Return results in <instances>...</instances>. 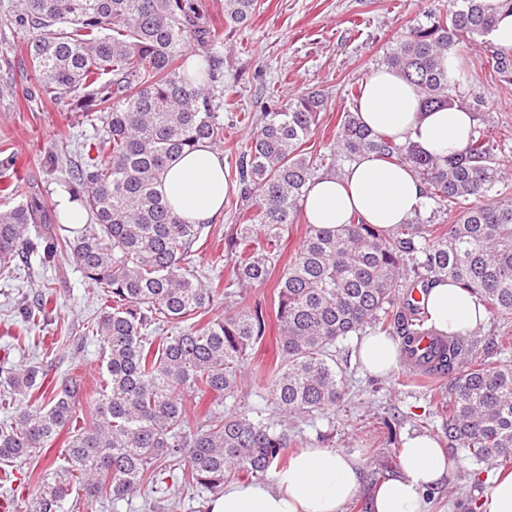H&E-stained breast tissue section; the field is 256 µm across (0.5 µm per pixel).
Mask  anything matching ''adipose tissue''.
Listing matches in <instances>:
<instances>
[{
    "mask_svg": "<svg viewBox=\"0 0 512 512\" xmlns=\"http://www.w3.org/2000/svg\"><path fill=\"white\" fill-rule=\"evenodd\" d=\"M358 114L368 128L413 144L435 155L462 150L475 126L472 113L453 105L434 112L420 109L415 87L396 71L383 67L363 85ZM235 182L224 172V155L203 143L185 154L162 179L161 191L171 211L189 224H208L222 212ZM427 199L423 182L404 164L373 155L358 158L343 176L314 179L303 198L309 224L334 229L359 216L365 223L392 231ZM430 324L445 334L476 331L487 319L482 301L453 282H437L425 299ZM364 369L389 375L398 365L395 340L383 335L363 338L358 349ZM400 472L372 493L369 512H428L427 495L448 477L451 463L437 439L426 434L405 436ZM363 464L336 448L315 446L297 452L274 483L249 482L225 486L206 505L207 512H341L358 496Z\"/></svg>",
    "mask_w": 512,
    "mask_h": 512,
    "instance_id": "1",
    "label": "adipose tissue"
}]
</instances>
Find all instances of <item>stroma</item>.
I'll return each instance as SVG.
<instances>
[{"instance_id":"stroma-1","label":"stroma","mask_w":512,"mask_h":512,"mask_svg":"<svg viewBox=\"0 0 512 512\" xmlns=\"http://www.w3.org/2000/svg\"><path fill=\"white\" fill-rule=\"evenodd\" d=\"M18 0H0V175H5L9 197L0 196V209L11 208L32 192L54 206L60 186L46 172L49 153L68 150L79 158L82 146L96 132L78 123L69 107L41 98L36 75L26 55L28 33L13 14ZM260 8L243 27L225 31L219 52L224 61V171L235 173L236 147L259 125L272 101L286 94L319 90L326 108L310 140L315 152H326L344 112L353 108L347 94L351 83L363 82L384 67L385 56L398 33L423 20L432 0H259ZM462 104L476 98L491 108L481 128L512 157V84L483 80L461 89ZM253 205L243 192L224 201L222 213L206 233L209 248L200 249L196 267L210 270L214 242L223 239L239 214ZM50 289L57 301L51 324L37 329V336L54 348L58 375L77 370L87 385H94L101 367V345L95 337L83 343L80 357H73L76 338L65 325L97 321L101 306L80 269L65 262L43 266L38 259L19 267L8 279L0 278V349L9 358L37 360L39 349H12L17 334L16 304L23 295ZM276 330H269L263 344L246 366V378L237 397L240 406L264 404L262 385L270 368L280 359ZM359 338L339 341L336 359L346 378L344 395L335 412L316 418H292L288 433L292 450L324 442L357 455L363 462L361 493L342 512H365L376 486L399 472V448L405 434L417 432L442 437L448 405V380L437 378L430 387L409 381L404 366L385 377L363 372L355 359ZM453 468L447 483L434 493L430 512H459L458 500L480 498L497 469L475 464L464 453H452Z\"/></svg>"}]
</instances>
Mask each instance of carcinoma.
<instances>
[{"mask_svg":"<svg viewBox=\"0 0 512 512\" xmlns=\"http://www.w3.org/2000/svg\"><path fill=\"white\" fill-rule=\"evenodd\" d=\"M258 0H224V25L250 20ZM512 0H441L404 28L386 65L419 89L425 109L460 101L466 83L490 76L512 84V51L487 49L475 62L470 46L487 36ZM27 29L26 49L41 95L80 111L97 137L76 167L60 153L49 168L65 175L72 200L88 223H47L43 196L0 210V277L32 256L46 266L65 255L102 301L95 333L102 343L99 402L76 425L85 383L76 375L50 378L46 352L34 366L0 362V464L17 467L51 448L64 430L62 464L38 474L29 512H65L77 487L116 505L151 492L150 512L169 509L172 487L162 475L179 469L180 489L216 496L229 479L263 476L286 460V430L260 410L221 409L235 398L242 369L275 321L282 360L272 368L267 401L291 417L336 409L345 386L336 342L370 331L411 341L423 307L411 289L451 279L478 294L489 313L512 318V198L501 195L503 169L486 132L447 157L423 154L363 126L354 112L337 125L323 154L307 151L325 99L303 91L278 101L238 146L237 173L255 210L224 236L227 280L192 266L205 225L186 224L159 191L165 170L199 143L224 142L219 109L224 43L204 0H20L14 16ZM206 57L189 71V45ZM461 59L448 77V53ZM365 154L409 165L426 197L445 212L460 206L441 231L421 218L392 234L356 219L339 229L307 225L288 262L282 243L302 211L317 169ZM278 272L277 304L268 314L248 304L240 288L262 285ZM47 291L18 304L17 346L48 322ZM224 314L208 317L216 306ZM170 326L171 335H157ZM430 334L441 345L430 368L448 376V447L476 462L512 465V364L469 355L468 338ZM210 400L191 427L186 402Z\"/></svg>","mask_w":512,"mask_h":512,"instance_id":"cac0c4a2","label":"carcinoma"}]
</instances>
